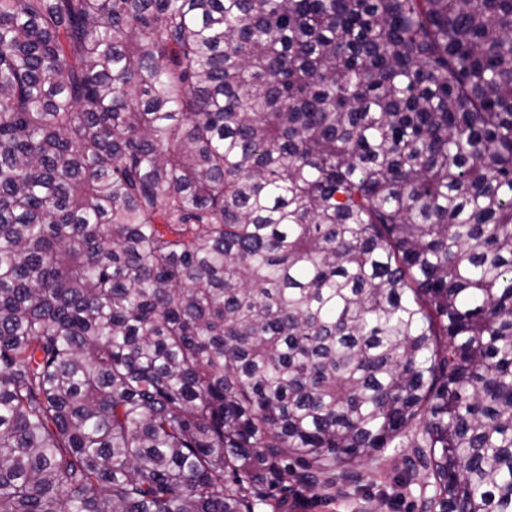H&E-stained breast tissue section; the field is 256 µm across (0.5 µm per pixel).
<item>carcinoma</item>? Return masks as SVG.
<instances>
[{
  "instance_id": "cac0c4a2",
  "label": "carcinoma",
  "mask_w": 512,
  "mask_h": 512,
  "mask_svg": "<svg viewBox=\"0 0 512 512\" xmlns=\"http://www.w3.org/2000/svg\"><path fill=\"white\" fill-rule=\"evenodd\" d=\"M386 448L512 512V0H0V512Z\"/></svg>"
}]
</instances>
